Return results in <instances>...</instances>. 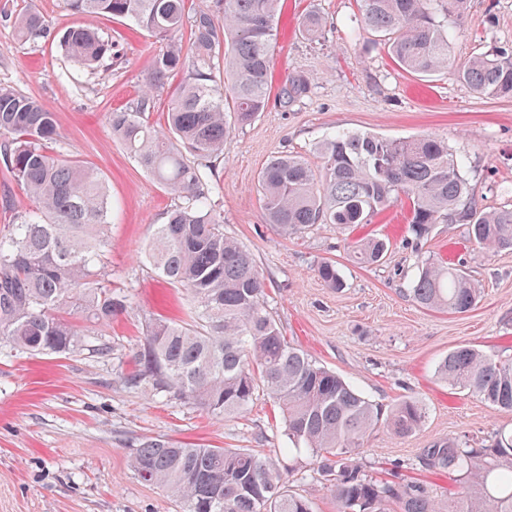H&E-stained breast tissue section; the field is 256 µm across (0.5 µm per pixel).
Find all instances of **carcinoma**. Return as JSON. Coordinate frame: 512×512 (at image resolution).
Instances as JSON below:
<instances>
[{"label": "carcinoma", "instance_id": "obj_1", "mask_svg": "<svg viewBox=\"0 0 512 512\" xmlns=\"http://www.w3.org/2000/svg\"><path fill=\"white\" fill-rule=\"evenodd\" d=\"M432 2L360 0L356 23L381 37L409 74L449 71L481 97L512 98V49L497 46L455 61ZM277 4L216 0L224 19L221 37L214 11L201 9L187 21L184 0H64L74 14L127 19L163 40L135 108L111 112L109 121L113 136L177 199L166 223L154 225L143 258L191 295L194 311L188 322L148 323L146 344L135 355L136 369L127 382L148 381L156 392L217 418L242 413L268 397L281 410L294 449H308L317 473L329 483L336 512H512V431H498L490 448L450 441L424 450V466L474 484L477 497L442 502L421 482L401 486L371 476L358 460L365 438L382 424L399 437L412 436L423 425L426 408L417 399L385 408L288 343L266 308L254 255L224 233V217L212 204L219 188L214 160L224 154L232 129L251 124L266 109ZM186 24L185 44L178 34ZM15 25L23 39L49 34L47 20L37 12L23 14ZM60 43L67 57L93 70L112 55V45L88 27L68 29ZM221 46L227 83L218 88L212 71ZM174 71L185 76L167 112L168 131L160 132L149 126L145 113L156 83ZM306 89L305 80L293 78L281 97L288 102ZM2 135L7 140L0 155L37 207L0 236V340L29 353H68L90 332L56 312L70 308L96 324L124 308L102 285L112 202L97 173L47 152L45 144L58 137V122L35 98L0 87ZM315 150L323 159L319 171L302 156L284 154L259 172L267 222L283 233L319 224L338 230L371 224L403 195L415 241L428 239L438 224H465L479 248L512 250V207L487 210L475 202L463 162L448 142L342 131ZM387 252V241L377 237L353 246L360 264H378ZM315 272L327 287H343L333 262H318ZM480 294L464 272L430 256L421 260L406 289L419 307L453 314L469 312ZM435 373L492 407L512 411L511 357L463 345L448 352ZM131 468L142 481L179 499L186 512H313L272 459L252 448L186 447L149 438L134 449Z\"/></svg>", "mask_w": 512, "mask_h": 512}]
</instances>
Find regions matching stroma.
<instances>
[{
	"label": "stroma",
	"instance_id": "1",
	"mask_svg": "<svg viewBox=\"0 0 512 512\" xmlns=\"http://www.w3.org/2000/svg\"><path fill=\"white\" fill-rule=\"evenodd\" d=\"M28 11L46 18L48 37L18 38L15 19ZM308 12L323 21L314 39L301 26ZM358 14L357 0H281L268 107L225 140L215 163L214 201L225 233L254 254L267 283V309L292 344L375 402L415 398L425 405V422L412 436L375 429L359 451L363 466L399 483L422 482L448 500L458 483L423 466L422 450L448 440L490 445L498 430L512 429V412L440 382L434 369L464 344L512 354V251L477 248L463 224L437 225L422 247L412 246L405 200L343 235L319 225L287 236L267 222L257 177L272 157L292 151L321 167L314 147L339 129L393 139L434 135L462 157L480 206L512 204V99L478 96L448 73L423 80L402 71L375 35L358 28ZM76 26L111 42L104 73L65 57L59 38ZM448 41L460 62L494 45L512 46V0H468L461 19L448 22ZM158 47L157 38L131 21L74 14L63 0H0V86L56 113L60 138L50 151L92 167L104 180L112 197L104 284L125 304L110 322L96 325L88 346L71 353L32 355L0 343V512H182L130 467L133 448L146 438L264 449L277 455L290 488L316 512H336L310 454L289 452L272 402L217 419L147 384L127 382L148 320L185 321L192 306L186 292L165 284L142 259L154 225L165 223L175 200L113 137L108 120L112 111L134 108ZM299 76L307 81L305 93L284 102L282 87ZM34 206L0 164V234ZM375 236L390 241L386 262L357 264L351 242ZM422 256L465 271L483 290L475 308L433 312L405 297ZM324 258L335 261L344 288L318 279L314 267Z\"/></svg>",
	"mask_w": 512,
	"mask_h": 512
}]
</instances>
